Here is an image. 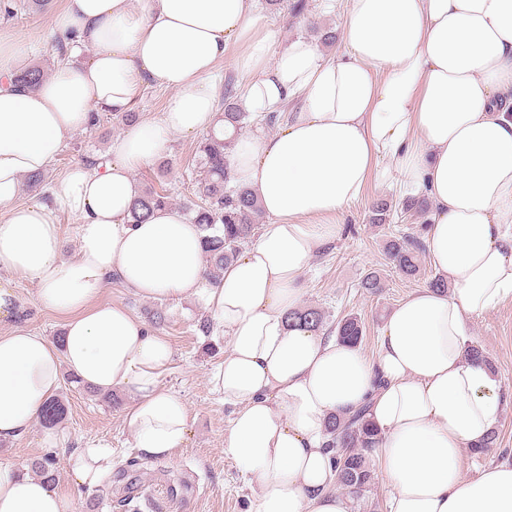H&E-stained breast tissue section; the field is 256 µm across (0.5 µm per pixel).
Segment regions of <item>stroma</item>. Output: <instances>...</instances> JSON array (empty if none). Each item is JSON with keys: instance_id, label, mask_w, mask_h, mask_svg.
I'll list each match as a JSON object with an SVG mask.
<instances>
[{"instance_id": "stroma-1", "label": "stroma", "mask_w": 512, "mask_h": 512, "mask_svg": "<svg viewBox=\"0 0 512 512\" xmlns=\"http://www.w3.org/2000/svg\"><path fill=\"white\" fill-rule=\"evenodd\" d=\"M304 16L291 17L269 10L265 0L256 7L279 43L296 37L319 39L322 29L341 31L345 12L344 0H337L335 9H325L322 0H307ZM65 0H51L46 9L19 11L17 17L0 18V34L24 38L31 49L27 66L40 67L52 75L58 67L54 42L49 37L55 17L64 9ZM125 128L111 115H102L94 129L67 140L59 156L45 172L46 185L57 183L70 167L78 162L102 157L112 140ZM200 136H173L167 151L134 174L142 185L161 182L173 206L181 208L197 192L198 172L194 156ZM378 199L388 200L401 208L404 196L397 186L369 183L363 196L351 203L336 217L341 233L330 247L317 254L305 277L302 305L322 309L330 320L356 313L366 326L361 349L374 356L378 337L388 313L406 296L423 287L425 276L433 275L429 258H422L424 277L407 278L390 264L385 243L398 232L410 231L422 224L418 214H408L404 223L382 227L370 222L369 207ZM379 275V292L361 291L359 283L367 273ZM0 284L13 288L18 310L28 311L27 319L13 318L0 322V329L17 325L56 338L61 319L38 300L33 282L0 272ZM100 302L119 304L135 316L148 319L156 308H164L166 322L159 327L173 349V362L162 379V386L177 392L185 401L189 414V432L185 441L171 455L162 459L143 456L134 446V439L125 421V412L135 401L133 392L113 390V402L78 384H62L57 396L66 408L58 427L36 426L28 435L0 444V460L14 462L19 468L31 470L34 460L53 453L56 478L69 479L66 459L71 449L104 443L112 449V473L105 484L77 500L78 512H121L117 503L130 500L134 512H251L253 498L250 486L235 462L224 452L229 410L212 392L208 376L224 357V338L203 335L198 322L203 309L190 298H169L160 302L143 299L119 282L103 289ZM469 344L484 349L504 388L512 392V298L469 321ZM63 431L67 443L51 448L53 431ZM498 444L481 457L465 454L463 473L477 478L492 463L512 461V401L508 402L497 427Z\"/></svg>"}]
</instances>
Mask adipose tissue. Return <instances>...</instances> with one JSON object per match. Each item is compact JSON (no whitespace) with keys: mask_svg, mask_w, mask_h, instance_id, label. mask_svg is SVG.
<instances>
[{"mask_svg":"<svg viewBox=\"0 0 512 512\" xmlns=\"http://www.w3.org/2000/svg\"><path fill=\"white\" fill-rule=\"evenodd\" d=\"M55 28L85 61L36 87L11 77L26 42L0 36V271L32 281L63 319L60 342L0 332V441L34 429L64 374L102 393L139 395L126 422L144 454L185 440L184 400L160 384L172 348L125 307L99 302L111 281L146 299L195 298L228 338L209 375L230 408L224 447L249 479L253 512H350L336 492L330 416L368 408L372 450L393 492L388 512H512V464L462 472L503 412V384L466 354L472 316L512 297V0H347L346 50L299 37L279 46L254 0H67ZM256 118L297 109L275 133L239 136L227 157L268 221L219 280L203 233L175 207L134 224L133 174L172 135L212 126L229 45ZM170 95L158 119L116 137L107 160L74 164L50 202L21 201L95 112L132 111L143 87ZM398 181L433 207L425 232L447 291L423 287L388 314L375 358L335 335L286 326L303 276L336 237V214L369 181ZM78 220L62 255L60 213ZM62 484L0 461V512H76L112 471L99 448L71 452Z\"/></svg>","mask_w":512,"mask_h":512,"instance_id":"1","label":"adipose tissue"}]
</instances>
